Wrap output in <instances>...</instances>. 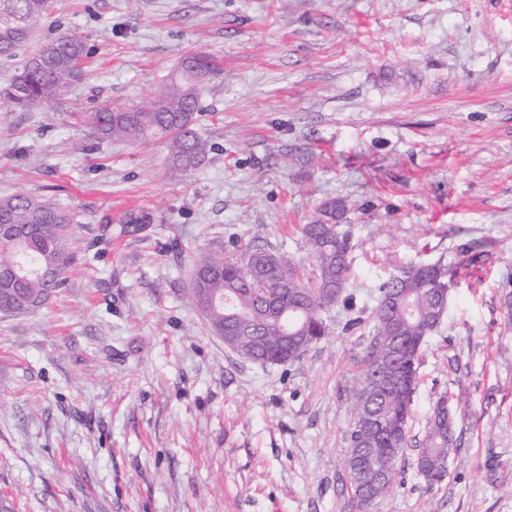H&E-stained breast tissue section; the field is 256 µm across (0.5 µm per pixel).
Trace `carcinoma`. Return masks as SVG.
I'll use <instances>...</instances> for the list:
<instances>
[{
	"label": "carcinoma",
	"mask_w": 512,
	"mask_h": 512,
	"mask_svg": "<svg viewBox=\"0 0 512 512\" xmlns=\"http://www.w3.org/2000/svg\"><path fill=\"white\" fill-rule=\"evenodd\" d=\"M55 0H0V57H11L30 40L36 23L50 14ZM85 55L79 41L62 36L27 58L22 68L0 85V99L20 110L43 106L76 78ZM204 76L174 69L147 106L105 107L86 115L101 141L147 145L161 140L175 170L186 173L203 163L210 151L197 128L200 91L216 64L194 54ZM73 216L63 207L20 190L0 199V224L25 228L28 236L0 243V271L13 277L0 282V315L17 316L44 305L54 288L66 282L73 263ZM316 274L273 250L247 246L231 254H208L195 265L190 303L207 306L209 331L239 330L230 349L261 364L282 365L299 359L328 336L326 315L348 299L351 277L348 239L336 223V203L300 228ZM456 271L425 262L399 269L379 288L373 311L372 340L363 357L353 405V423L345 432V460L360 447L371 450L364 467L348 472L351 512H366L404 482L412 396L404 385L417 382L426 338L443 322L437 311L441 293ZM414 465L429 484L448 476V462L459 453L456 418L448 397L435 402Z\"/></svg>",
	"instance_id": "1"
}]
</instances>
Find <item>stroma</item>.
I'll list each match as a JSON object with an SVG mask.
<instances>
[{
    "label": "stroma",
    "mask_w": 512,
    "mask_h": 512,
    "mask_svg": "<svg viewBox=\"0 0 512 512\" xmlns=\"http://www.w3.org/2000/svg\"><path fill=\"white\" fill-rule=\"evenodd\" d=\"M85 47L79 77L0 129V198L75 215V262L0 316V496L16 512H348L344 433L382 283L455 264L423 347L410 434L465 403L459 456L372 512H512V0H59L25 54ZM190 53L205 162L94 137ZM336 202L352 306L301 359L247 361L186 301L200 255L254 244L311 266L299 229ZM503 467L489 474L486 461Z\"/></svg>",
    "instance_id": "35a3bbf8"
}]
</instances>
